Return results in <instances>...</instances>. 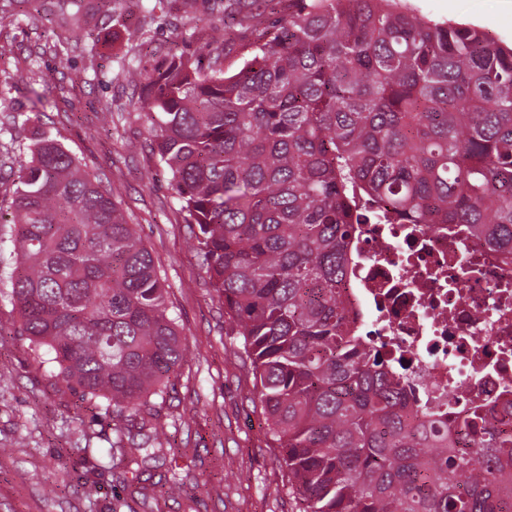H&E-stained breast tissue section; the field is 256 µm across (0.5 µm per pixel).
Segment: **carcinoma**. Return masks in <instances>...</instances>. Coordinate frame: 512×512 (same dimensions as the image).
<instances>
[{
  "label": "carcinoma",
  "instance_id": "1",
  "mask_svg": "<svg viewBox=\"0 0 512 512\" xmlns=\"http://www.w3.org/2000/svg\"><path fill=\"white\" fill-rule=\"evenodd\" d=\"M276 0H212L223 27ZM242 65L212 39L124 69L242 338L302 512H512V427L418 416L345 298L356 225L467 224L512 245V46L402 0H288ZM11 172L14 256L0 296L50 377L127 418L137 478L164 456L154 397L187 358L149 249L112 193L47 130ZM481 432L477 451L460 447Z\"/></svg>",
  "mask_w": 512,
  "mask_h": 512
}]
</instances>
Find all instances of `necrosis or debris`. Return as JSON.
Returning a JSON list of instances; mask_svg holds the SVG:
<instances>
[{"label":"necrosis or debris","instance_id":"4bbe7bcc","mask_svg":"<svg viewBox=\"0 0 512 512\" xmlns=\"http://www.w3.org/2000/svg\"><path fill=\"white\" fill-rule=\"evenodd\" d=\"M347 293L422 412H512V254L464 224H361Z\"/></svg>","mask_w":512,"mask_h":512}]
</instances>
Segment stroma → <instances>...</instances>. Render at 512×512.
<instances>
[{
	"label": "stroma",
	"mask_w": 512,
	"mask_h": 512,
	"mask_svg": "<svg viewBox=\"0 0 512 512\" xmlns=\"http://www.w3.org/2000/svg\"><path fill=\"white\" fill-rule=\"evenodd\" d=\"M417 16L479 26L512 45V0H406ZM96 24L77 48L55 53L53 24L33 18L22 0H0V144L16 124L52 134L98 176L120 202L166 280L167 303L190 354L159 427L171 448L143 469L138 486L171 476L184 482L176 498L143 503L123 483L119 459L106 457L122 417L81 406L54 384L20 317L0 298V512H300L250 399L252 376L240 341L193 249V239L154 150V131L139 112L140 90L125 63L153 67L159 54L193 53L223 29L206 0H95ZM123 12L124 22L112 19ZM150 35L142 37L140 25ZM193 32L192 41L181 39ZM46 98L32 108L30 89Z\"/></svg>",
	"instance_id": "35a3bbf8"
}]
</instances>
